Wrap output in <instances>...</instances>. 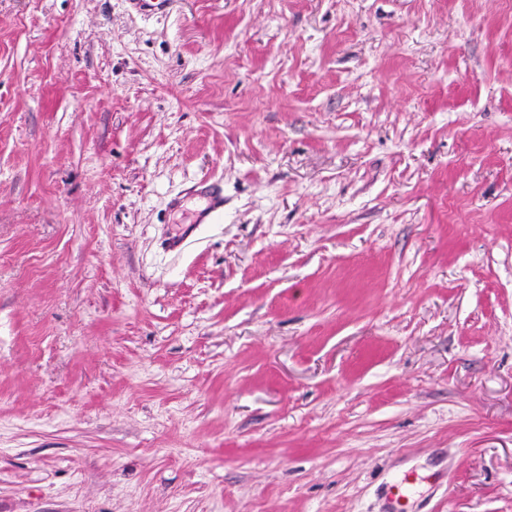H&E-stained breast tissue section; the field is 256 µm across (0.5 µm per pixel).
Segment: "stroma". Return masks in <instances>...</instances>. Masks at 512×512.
Segmentation results:
<instances>
[{"instance_id":"35a3bbf8","label":"stroma","mask_w":512,"mask_h":512,"mask_svg":"<svg viewBox=\"0 0 512 512\" xmlns=\"http://www.w3.org/2000/svg\"><path fill=\"white\" fill-rule=\"evenodd\" d=\"M408 473L512 512V0H0V512ZM196 195L206 200V208L200 216V224H210L215 216L224 211V191L215 184H201L194 189Z\"/></svg>"}]
</instances>
